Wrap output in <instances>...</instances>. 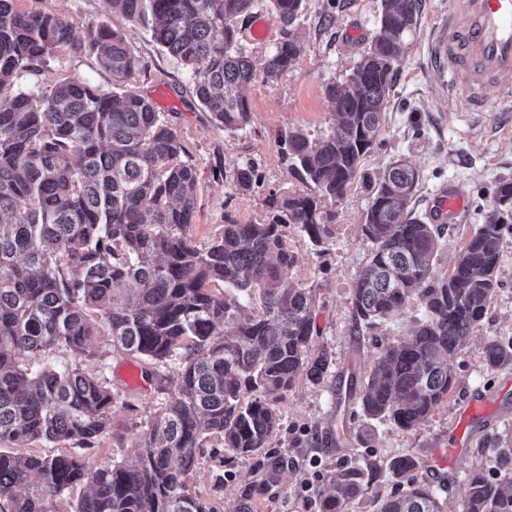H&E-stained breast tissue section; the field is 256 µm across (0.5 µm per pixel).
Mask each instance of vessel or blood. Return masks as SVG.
Returning a JSON list of instances; mask_svg holds the SVG:
<instances>
[{"label":"vessel or blood","instance_id":"obj_1","mask_svg":"<svg viewBox=\"0 0 512 512\" xmlns=\"http://www.w3.org/2000/svg\"><path fill=\"white\" fill-rule=\"evenodd\" d=\"M433 42L435 66L454 94L476 109L512 112V0H448V24L435 31ZM492 88L494 101L487 95ZM497 410V400L481 394L457 405L448 446L434 454L431 467L466 454L472 426Z\"/></svg>","mask_w":512,"mask_h":512}]
</instances>
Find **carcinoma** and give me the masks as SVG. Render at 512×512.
<instances>
[{"instance_id": "1", "label": "carcinoma", "mask_w": 512, "mask_h": 512, "mask_svg": "<svg viewBox=\"0 0 512 512\" xmlns=\"http://www.w3.org/2000/svg\"><path fill=\"white\" fill-rule=\"evenodd\" d=\"M304 0H270L284 27ZM0 0V89L43 65L56 50L95 54L117 83L103 92L83 79L0 102V512H56L60 495L84 488L74 512H213L190 493L195 449L211 436L237 455L267 447L280 427L276 402L299 378L320 380L330 360L313 349L316 295L290 277L298 257L284 233L298 225L318 245L335 214L326 201L344 195L382 130L404 37L419 0H382L381 36L346 81L326 86L336 127L310 139L285 136L288 158L307 192L272 194L265 222L226 224L198 246L191 234L199 173L169 119L142 95L123 89L138 66L122 34L105 25L76 28L52 13ZM140 23L190 72L195 97L226 130L251 120L244 90L287 72L295 42L282 41L262 66L240 44L236 20L253 0H105ZM222 39H214L215 31ZM420 176L389 165L371 183L361 225L373 243L351 289L357 320L371 324L415 296L423 319L368 367L360 406L369 419L413 431L448 398L450 358L481 321L498 287L504 231L512 224V181L458 252L451 275L433 270L437 226L411 216ZM255 300L241 314L240 296ZM112 343L151 367L178 364L175 394L141 434L129 464L94 469L79 455L17 456L35 442L93 448L112 428L109 384L81 369L96 356L98 327ZM58 351L73 366L32 370L27 357ZM490 368L512 364V341L483 347ZM499 479L472 471L460 512H512V448H497ZM411 457L388 469H417ZM361 472L329 479L320 512H349ZM379 512H442L427 485L395 492Z\"/></svg>"}]
</instances>
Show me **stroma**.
<instances>
[{"label":"stroma","mask_w":512,"mask_h":512,"mask_svg":"<svg viewBox=\"0 0 512 512\" xmlns=\"http://www.w3.org/2000/svg\"><path fill=\"white\" fill-rule=\"evenodd\" d=\"M17 6L65 17L82 28L104 24L121 31L139 62L126 89L152 100L157 111L165 113L199 171L192 234L202 246L219 236L227 223L264 221L270 192H303V183L283 155L282 139L296 128L312 139L332 133L335 114L324 87L344 80L380 34L381 0H305L288 31L268 0H253L250 12L238 21L247 55L263 62L287 34L295 41L298 55L276 81L260 76L253 80L247 89L250 123L227 131L214 125L198 106L181 63L140 26L107 11L104 0H18ZM259 19L267 24L261 38L253 33ZM447 20L448 0H421L417 22L405 36V55L395 75L382 132L360 163L362 180L330 203L336 217L324 244H311L296 225L285 229L298 255L290 277L315 290L313 345L326 349L329 369L321 382L298 380L283 396L278 403L281 425L261 453L233 454L214 437L197 449L190 490L207 501L213 512H318L331 473L352 468L362 472V490L349 512H376L379 500L398 488L387 464L400 457L419 461L411 480L430 483L445 512H460L468 474L475 469L493 472L495 446H512V366L489 368L482 354L488 339L512 338V234L504 240L494 297L463 350L451 360L455 385L447 403L416 431L406 432L390 422L366 418L357 398L373 359L402 338L423 314L420 301L411 298L377 324L366 326L354 319L351 290L372 251L361 232L371 198L369 177L396 160H407L420 173L413 206L421 217L433 216L442 190L464 198L462 221L449 217L439 225L433 267L440 277L452 269L458 250L493 208L498 181L512 178V112H476L461 99L444 98L446 78L432 64L430 40ZM70 77L107 92L113 89L111 74L95 54L60 49L41 71L18 72L11 84L0 89V96L36 92ZM218 162L224 167L220 179L212 173ZM247 165L255 167L259 184L243 192L233 178ZM95 349L96 357L83 367L110 384L116 402L110 435L81 455L90 467L108 468L134 460L142 430L175 391L177 371L174 365H162L152 377L132 386L122 370L137 366L138 361L113 346L107 327H100ZM477 392L499 396L498 415L474 427L467 455L452 467L432 473L426 461L446 444L455 405Z\"/></svg>","instance_id":"1"}]
</instances>
